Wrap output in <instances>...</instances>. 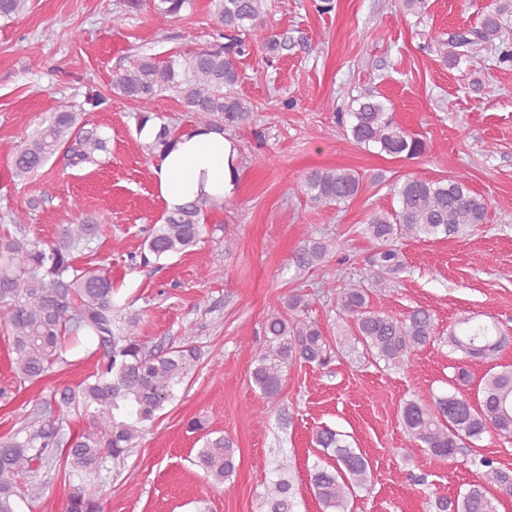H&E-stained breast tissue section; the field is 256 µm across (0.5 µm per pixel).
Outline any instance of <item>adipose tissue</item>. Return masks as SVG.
<instances>
[{
	"label": "adipose tissue",
	"mask_w": 512,
	"mask_h": 512,
	"mask_svg": "<svg viewBox=\"0 0 512 512\" xmlns=\"http://www.w3.org/2000/svg\"><path fill=\"white\" fill-rule=\"evenodd\" d=\"M152 172L167 210L200 198L223 200L237 187V147L224 133L199 127L180 135L158 155Z\"/></svg>",
	"instance_id": "obj_1"
}]
</instances>
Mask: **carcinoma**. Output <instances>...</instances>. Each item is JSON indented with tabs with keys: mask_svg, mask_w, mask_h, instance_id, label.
Segmentation results:
<instances>
[{
	"mask_svg": "<svg viewBox=\"0 0 512 512\" xmlns=\"http://www.w3.org/2000/svg\"><path fill=\"white\" fill-rule=\"evenodd\" d=\"M27 0H0V17L20 15ZM193 0H157L153 10L162 19L175 18L192 7ZM211 13L221 28L219 40L167 61L141 56L112 80V87L133 100L152 99L169 92L189 112L205 119V126L222 130L243 126L252 116L249 103L235 87L240 75L239 57L249 51V40L273 53L280 42L266 28L267 0H209ZM507 2L483 13L477 26L448 38V63L456 66L470 46H495L512 40V26L504 15ZM349 131L355 143L408 158L423 155L428 145L393 125L386 106L365 92L357 108L348 113ZM81 113L58 105L30 138L13 153V174L25 179L35 175L56 152L63 150L71 164L94 161L106 140L94 132L75 135ZM180 135L159 125L151 150L163 151ZM301 193L323 205H341L355 198L362 182L347 168L315 169L299 182ZM397 207L372 213L364 233L373 242L369 257L370 280L386 292L393 291L403 271L398 244L404 239H447L485 222L488 207L464 178L427 180L399 179L393 186ZM217 201L188 204L164 217L144 242L148 256L159 259L184 253L197 245L203 230L206 207ZM29 214H12L13 231L0 235V327L7 332L11 365L17 382L34 383L54 367L69 363L68 351L85 343L96 344V372L75 388L65 387L51 399L37 401L41 423L25 422L14 434L0 438V512H21L20 503L33 498L21 492L20 479L36 478L41 471L62 466V473L76 476L80 484L69 497L65 512H101L100 477L107 462L128 455L135 441L157 413L175 397L200 359L197 346L186 342L164 353L146 349L138 327L141 315L126 311L113 299L112 277L106 271L85 270L75 265L74 252L88 245L99 226L82 221L68 224L56 239L45 243L29 237ZM328 244L305 233L296 256L300 268L325 267ZM286 313H274L264 322L265 347L254 358L253 384L271 411L278 408L284 369L293 364L325 366L330 359L331 338L318 322L305 316L308 302L296 292L284 302ZM338 316L348 327L346 340L359 344L363 353L399 368L408 367L417 350L435 342L458 355L449 385L428 399L413 396L400 404L399 416L410 440L424 445L431 455L455 460L463 457L480 474V481L455 496L436 495L434 512H497V494L512 496V472L475 450L484 435L512 437V364L490 368L474 394L464 393L470 383L467 361L493 359L506 343L497 326L463 316L448 335L437 334L431 311L413 309L396 318L370 304V289L360 285L336 292ZM75 409L88 415V431L72 436L55 421L45 419L58 409ZM187 429L202 434L203 446L196 455L207 481L224 485L236 470L234 442L209 429L208 421L195 417ZM315 443L333 453L334 461L318 465L310 482L321 512H349L350 497L371 481L368 459L351 447L344 434L323 427ZM279 478L263 497L266 512H294L296 489L293 476Z\"/></svg>",
	"mask_w": 512,
	"mask_h": 512,
	"instance_id": "cac0c4a2",
	"label": "carcinoma"
}]
</instances>
